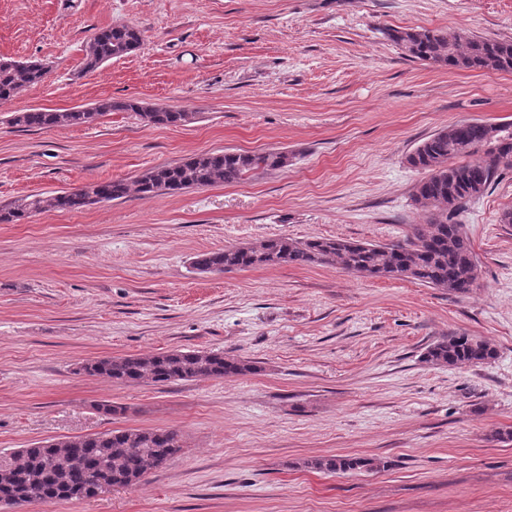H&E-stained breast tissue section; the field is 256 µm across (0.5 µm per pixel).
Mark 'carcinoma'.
<instances>
[{"label": "carcinoma", "instance_id": "cac0c4a2", "mask_svg": "<svg viewBox=\"0 0 512 512\" xmlns=\"http://www.w3.org/2000/svg\"><path fill=\"white\" fill-rule=\"evenodd\" d=\"M387 37L408 59L446 66L451 70L512 71V41L474 33L458 40L452 32L390 28ZM142 34L130 24L97 30L86 44L84 70L139 49ZM47 74L36 62L0 60V101L25 87L41 83ZM112 111L133 112L149 125H179L188 113L138 101L103 100L85 109L62 112L28 110L13 113L8 122L29 129L90 124ZM483 120L452 123L419 144L407 157L409 165L425 173L415 187V200L430 211L429 230L415 233L406 244L357 243L316 237L307 240L270 238L258 243L227 246L203 252L193 259L201 273L245 270L256 266H312L341 262L360 277L408 278L465 295L477 287L479 272L472 242L462 224L454 221L461 205L482 196L504 168L499 158H512V122L496 124L490 136ZM288 153L214 151L196 154L169 165L152 167L128 182L108 180L91 185L97 202L126 198L134 192L143 199L188 189L232 184L257 170L288 167ZM93 205L85 192L59 191L33 194L0 208V223H18L36 213L82 211ZM491 345L466 333L445 336L422 356L433 365L479 366L494 359ZM80 370L125 384H166L201 377L224 378L257 372L256 362L230 357L222 351L174 350L159 354L106 357L88 361ZM182 443L175 430H113L77 436L19 449L0 460V502L53 504L91 498L104 485L132 488L152 469L171 461ZM307 468L353 474L378 470L383 463L357 456L317 457L303 462Z\"/></svg>", "mask_w": 512, "mask_h": 512}]
</instances>
